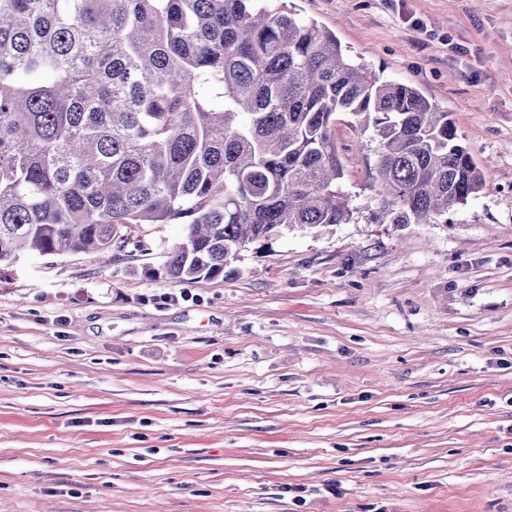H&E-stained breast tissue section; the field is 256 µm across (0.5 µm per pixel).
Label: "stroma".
I'll list each match as a JSON object with an SVG mask.
<instances>
[{"mask_svg": "<svg viewBox=\"0 0 512 512\" xmlns=\"http://www.w3.org/2000/svg\"><path fill=\"white\" fill-rule=\"evenodd\" d=\"M450 112L489 184L379 224L336 122L350 223L162 271L175 224L0 267V512H512V0H294Z\"/></svg>", "mask_w": 512, "mask_h": 512, "instance_id": "35a3bbf8", "label": "stroma"}]
</instances>
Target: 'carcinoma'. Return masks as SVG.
I'll return each mask as SVG.
<instances>
[{"label": "carcinoma", "mask_w": 512, "mask_h": 512, "mask_svg": "<svg viewBox=\"0 0 512 512\" xmlns=\"http://www.w3.org/2000/svg\"><path fill=\"white\" fill-rule=\"evenodd\" d=\"M375 142L380 224H446L486 174L450 113L275 0H0V265L179 224L215 280L282 231L347 224L336 116Z\"/></svg>", "instance_id": "carcinoma-1"}]
</instances>
